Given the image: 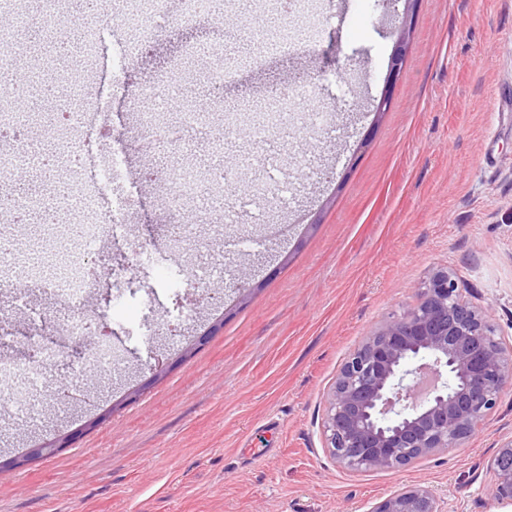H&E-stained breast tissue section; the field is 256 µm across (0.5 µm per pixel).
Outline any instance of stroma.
Returning <instances> with one entry per match:
<instances>
[{"instance_id":"1","label":"stroma","mask_w":512,"mask_h":512,"mask_svg":"<svg viewBox=\"0 0 512 512\" xmlns=\"http://www.w3.org/2000/svg\"><path fill=\"white\" fill-rule=\"evenodd\" d=\"M222 20L175 21L122 77L121 90L101 85L109 129L85 175L96 178L126 154L122 181L135 211L127 227L106 232L90 280L85 312L110 330L121 360L94 374L90 401L52 405L45 395L27 402L22 421L0 400V457L75 430L72 447L20 469L0 472V512H368L395 490L421 484L447 512H496L487 460L512 436V388L489 421L463 448L439 452L400 471L340 467L322 441L327 395L348 354L381 320L416 298L437 266L457 272L478 305H492L498 334L512 344V118L500 119L493 98L512 86V0H420L410 49L389 109L377 113L403 0H311L318 43L300 42L286 56L242 69L222 98L212 91L205 59L187 45L223 42L228 58L255 54L257 39L287 22L270 0H219ZM186 76L189 101L215 111L262 101L278 89L309 81L348 89L331 112L334 138L298 125L289 115L278 138L279 160L296 186L288 209L265 205V221L239 216L228 230L254 236V254L215 255L210 224L186 215L195 245L174 250L169 188L161 176L170 155L148 154L138 128L139 89L173 72ZM39 95L24 109L41 112L40 126L18 140L0 138V152L21 148L66 156L73 143L53 133L52 113ZM268 147L246 129L224 136L222 155L200 153L202 168L223 167L236 194L248 174L267 176ZM320 179H310V168ZM151 250L156 260L139 264ZM227 269L223 309L204 266ZM180 266L194 291L195 324L166 333L179 304L170 270ZM132 293L115 303L116 278ZM252 288L236 306V289ZM63 301L44 283L14 279L0 287V363L30 359L27 337L57 346L59 381L83 366V345L63 335L49 314ZM224 324L185 362L188 336L215 318ZM176 365L140 398L125 394L151 374L158 358ZM109 412L104 424L87 421Z\"/></svg>"}]
</instances>
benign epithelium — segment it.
Segmentation results:
<instances>
[{
    "instance_id": "benign-epithelium-1",
    "label": "benign epithelium",
    "mask_w": 512,
    "mask_h": 512,
    "mask_svg": "<svg viewBox=\"0 0 512 512\" xmlns=\"http://www.w3.org/2000/svg\"><path fill=\"white\" fill-rule=\"evenodd\" d=\"M406 16L376 112L386 110L410 48L418 0H404ZM455 274L433 269L416 301L380 321L346 358L328 397L324 448L350 470H400L441 451L463 447L512 387V347L497 334L492 306L464 295ZM34 445L0 472L52 456L75 439ZM490 496L512 505V438L487 462ZM369 512H444L426 486L402 487Z\"/></svg>"
}]
</instances>
